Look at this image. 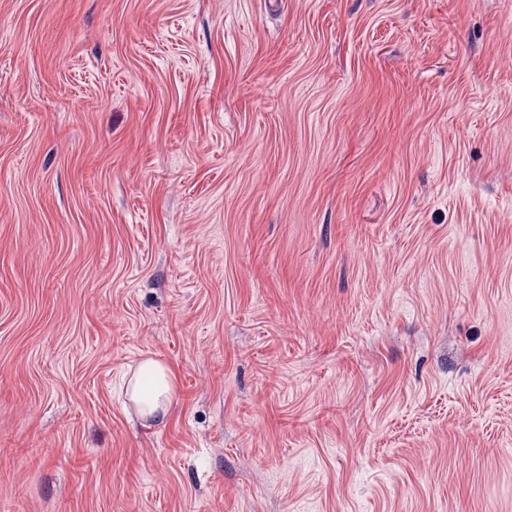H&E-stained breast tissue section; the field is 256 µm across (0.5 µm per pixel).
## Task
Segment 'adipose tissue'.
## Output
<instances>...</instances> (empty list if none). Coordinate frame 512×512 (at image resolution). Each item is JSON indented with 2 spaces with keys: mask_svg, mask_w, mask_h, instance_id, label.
Returning <instances> with one entry per match:
<instances>
[{
  "mask_svg": "<svg viewBox=\"0 0 512 512\" xmlns=\"http://www.w3.org/2000/svg\"><path fill=\"white\" fill-rule=\"evenodd\" d=\"M176 375L158 359L148 357L138 363L126 383V394L136 406L139 418L162 426L169 419L175 394Z\"/></svg>",
  "mask_w": 512,
  "mask_h": 512,
  "instance_id": "adipose-tissue-1",
  "label": "adipose tissue"
}]
</instances>
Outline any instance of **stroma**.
<instances>
[{"label":"stroma","mask_w":512,"mask_h":512,"mask_svg":"<svg viewBox=\"0 0 512 512\" xmlns=\"http://www.w3.org/2000/svg\"><path fill=\"white\" fill-rule=\"evenodd\" d=\"M0 512H512V0H0ZM176 375L166 363L146 357L138 363L126 383L128 399L142 420L162 426L169 419L175 394Z\"/></svg>","instance_id":"obj_1"}]
</instances>
